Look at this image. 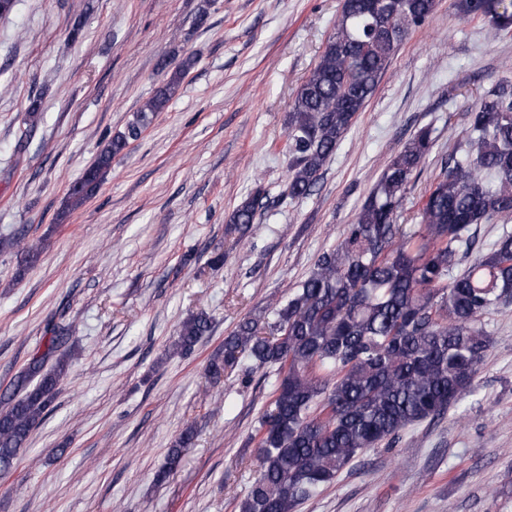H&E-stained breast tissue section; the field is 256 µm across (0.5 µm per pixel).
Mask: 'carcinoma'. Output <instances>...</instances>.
<instances>
[{
    "mask_svg": "<svg viewBox=\"0 0 512 512\" xmlns=\"http://www.w3.org/2000/svg\"><path fill=\"white\" fill-rule=\"evenodd\" d=\"M437 0H378L342 5L336 31L297 88L288 122V197L304 198L320 178L356 115L373 96L409 31L433 14ZM464 18L489 16L512 31V0H455ZM187 55L124 131L113 135L74 182L61 216L82 207L105 181L112 160L163 111L194 66ZM433 147L420 128L399 151L347 225L322 252L295 291L270 305L272 320L239 321L214 355L208 374L219 379L248 354L259 370L281 379L251 440L258 465L239 512H296L363 451L393 444L409 426L444 415L473 392L489 347L483 317L512 303V235L476 249L472 227L512 220V81L487 91L469 126L426 191L406 215L407 189ZM265 193L257 189L229 217V233H251ZM20 256L17 274L42 247L22 233L0 239V251ZM474 255L460 273V258ZM211 330L200 314L183 321L173 350L190 354ZM71 325L54 326L0 396V473L10 471L29 437L52 411L71 364ZM181 431L168 451L164 481L192 447Z\"/></svg>",
    "mask_w": 512,
    "mask_h": 512,
    "instance_id": "obj_1",
    "label": "carcinoma"
}]
</instances>
